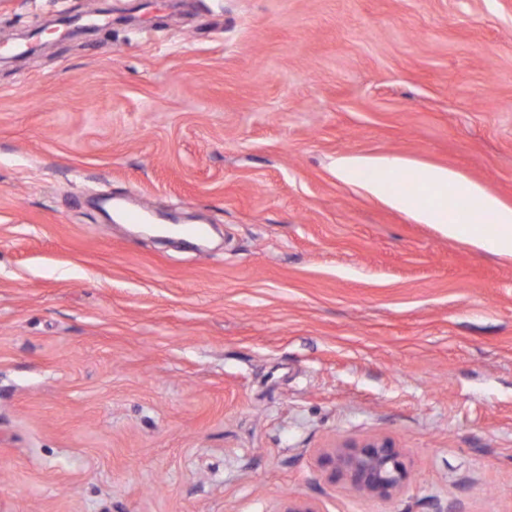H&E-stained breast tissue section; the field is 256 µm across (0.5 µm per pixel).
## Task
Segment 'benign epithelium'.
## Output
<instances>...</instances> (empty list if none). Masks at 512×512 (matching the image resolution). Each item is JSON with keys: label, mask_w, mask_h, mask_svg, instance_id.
I'll return each mask as SVG.
<instances>
[{"label": "benign epithelium", "mask_w": 512, "mask_h": 512, "mask_svg": "<svg viewBox=\"0 0 512 512\" xmlns=\"http://www.w3.org/2000/svg\"><path fill=\"white\" fill-rule=\"evenodd\" d=\"M325 461L346 475L352 487L373 497L389 498L409 481L401 454L386 440L370 439L331 448ZM277 512L320 510L307 501L289 498Z\"/></svg>", "instance_id": "7a95c632"}]
</instances>
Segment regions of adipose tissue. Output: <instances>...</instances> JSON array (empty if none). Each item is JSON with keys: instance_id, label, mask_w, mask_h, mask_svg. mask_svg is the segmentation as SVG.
<instances>
[{"instance_id": "ef3b65f1", "label": "adipose tissue", "mask_w": 512, "mask_h": 512, "mask_svg": "<svg viewBox=\"0 0 512 512\" xmlns=\"http://www.w3.org/2000/svg\"><path fill=\"white\" fill-rule=\"evenodd\" d=\"M402 168V163L395 159L377 162V175L364 182V190L422 223L435 225L448 238L512 258L511 207L502 205L479 186L462 182L452 170L443 167L418 168L410 172L415 191L395 189L391 177ZM463 203L473 209L474 219L468 224L458 223L456 219V212Z\"/></svg>"}]
</instances>
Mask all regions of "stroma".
Returning <instances> with one entry per match:
<instances>
[{
  "label": "stroma",
  "mask_w": 512,
  "mask_h": 512,
  "mask_svg": "<svg viewBox=\"0 0 512 512\" xmlns=\"http://www.w3.org/2000/svg\"><path fill=\"white\" fill-rule=\"evenodd\" d=\"M33 32L0 47V512H512V258L336 176L512 206V0H0ZM375 438L388 499L323 462Z\"/></svg>",
  "instance_id": "1"
}]
</instances>
